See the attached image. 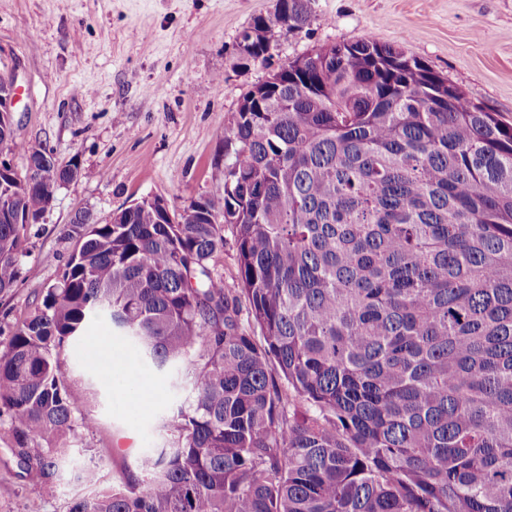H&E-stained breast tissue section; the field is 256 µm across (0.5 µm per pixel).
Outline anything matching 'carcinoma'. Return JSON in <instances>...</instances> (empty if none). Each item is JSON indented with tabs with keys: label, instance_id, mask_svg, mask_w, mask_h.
<instances>
[{
	"label": "carcinoma",
	"instance_id": "1",
	"mask_svg": "<svg viewBox=\"0 0 512 512\" xmlns=\"http://www.w3.org/2000/svg\"><path fill=\"white\" fill-rule=\"evenodd\" d=\"M310 0L262 28L303 31ZM0 176V293L67 173ZM238 287H224V225ZM77 247L0 348V422L53 491L97 419L68 356L92 328L192 392L168 445L67 512H512V123L372 39L295 59L224 135V187L72 221Z\"/></svg>",
	"mask_w": 512,
	"mask_h": 512
}]
</instances>
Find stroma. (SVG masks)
I'll return each instance as SVG.
<instances>
[{
    "label": "stroma",
    "mask_w": 512,
    "mask_h": 512,
    "mask_svg": "<svg viewBox=\"0 0 512 512\" xmlns=\"http://www.w3.org/2000/svg\"><path fill=\"white\" fill-rule=\"evenodd\" d=\"M277 0H0V74L18 78L12 114L23 151L40 146L80 172L27 231L29 254L11 291L0 293V344L76 247L74 214L106 221L122 206L162 197L179 213L224 183V134L242 97L284 63L337 43L369 38L401 47L473 102L512 122V0H311L308 26L275 31L265 63L243 60L241 32ZM124 359L122 342L97 331L69 359L79 405L97 430L74 440L54 491H42L0 441V512H65L124 475L140 453L165 445V418L192 386L179 373L152 375L129 391L102 369L87 371L101 345Z\"/></svg>",
    "instance_id": "stroma-1"
}]
</instances>
